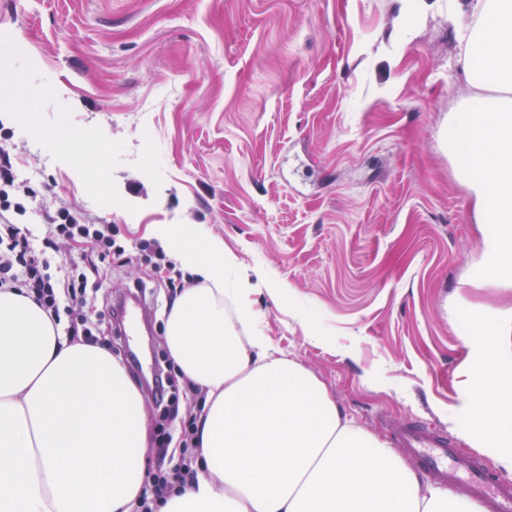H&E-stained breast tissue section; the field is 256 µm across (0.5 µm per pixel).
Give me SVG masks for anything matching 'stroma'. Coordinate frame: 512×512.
Listing matches in <instances>:
<instances>
[{
  "mask_svg": "<svg viewBox=\"0 0 512 512\" xmlns=\"http://www.w3.org/2000/svg\"><path fill=\"white\" fill-rule=\"evenodd\" d=\"M469 2L0 0V145L44 207L126 249L165 224L221 239L271 344L389 447L423 421L488 459L458 404L512 288L484 276L497 227L448 145ZM147 278L113 262L98 308ZM167 297L147 289L150 329L112 338L140 386Z\"/></svg>",
  "mask_w": 512,
  "mask_h": 512,
  "instance_id": "35a3bbf8",
  "label": "stroma"
}]
</instances>
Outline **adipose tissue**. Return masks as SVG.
I'll use <instances>...</instances> for the list:
<instances>
[{
	"mask_svg": "<svg viewBox=\"0 0 512 512\" xmlns=\"http://www.w3.org/2000/svg\"><path fill=\"white\" fill-rule=\"evenodd\" d=\"M460 63L471 89L449 137L483 223L505 225L489 276L512 288V0H471ZM172 257L200 276L175 299L164 344L205 392L196 478L159 512H481L422 484L374 433L347 420L311 370L254 327L247 275L223 241L170 224ZM462 413L473 447L512 473V360L495 331L474 339ZM144 398L102 344L69 342L32 299L0 290V512H134L146 482Z\"/></svg>",
	"mask_w": 512,
	"mask_h": 512,
	"instance_id": "1",
	"label": "adipose tissue"
}]
</instances>
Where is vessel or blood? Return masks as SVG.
<instances>
[{
	"label": "vessel or blood",
	"mask_w": 512,
	"mask_h": 512,
	"mask_svg": "<svg viewBox=\"0 0 512 512\" xmlns=\"http://www.w3.org/2000/svg\"><path fill=\"white\" fill-rule=\"evenodd\" d=\"M395 434L430 477L465 488L485 512H512V481L497 476L484 460L459 451L448 437L419 422L400 423Z\"/></svg>",
	"instance_id": "obj_1"
}]
</instances>
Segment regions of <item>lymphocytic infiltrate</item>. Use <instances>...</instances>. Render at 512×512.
<instances>
[{"label": "lymphocytic infiltrate", "instance_id": "obj_1", "mask_svg": "<svg viewBox=\"0 0 512 512\" xmlns=\"http://www.w3.org/2000/svg\"><path fill=\"white\" fill-rule=\"evenodd\" d=\"M38 193L17 183L9 151L0 147V212H13V220L0 222V288H22L63 327L73 342L94 343L100 327L110 318L99 313L91 293L101 288L112 269L117 249L112 227L82 222L69 208L46 214L47 230L35 236L23 219ZM161 421H180L181 455L168 470L146 482L137 512H153V504L194 476L191 445L194 420H179L173 399H158Z\"/></svg>", "mask_w": 512, "mask_h": 512}]
</instances>
